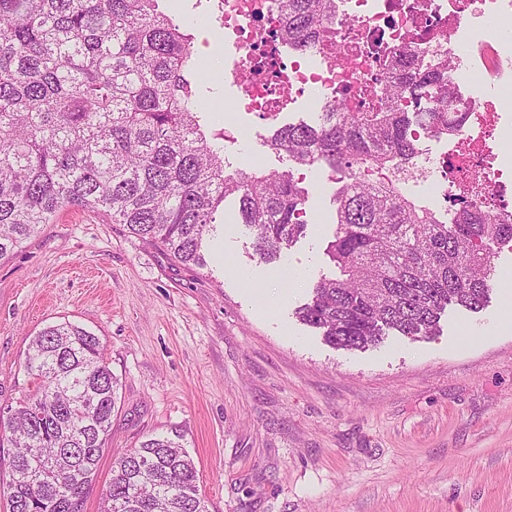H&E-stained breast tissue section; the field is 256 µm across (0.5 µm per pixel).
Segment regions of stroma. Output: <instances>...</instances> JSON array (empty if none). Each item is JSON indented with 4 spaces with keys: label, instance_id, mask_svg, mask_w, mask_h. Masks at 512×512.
I'll return each mask as SVG.
<instances>
[{
    "label": "stroma",
    "instance_id": "obj_1",
    "mask_svg": "<svg viewBox=\"0 0 512 512\" xmlns=\"http://www.w3.org/2000/svg\"><path fill=\"white\" fill-rule=\"evenodd\" d=\"M163 7L212 50L200 98L214 127L241 95L208 0ZM240 164L282 167L270 124L243 116ZM315 219L276 263L260 262L224 207L203 268L169 260L99 212L62 211L0 261V405L32 387L22 362L46 326L99 336L121 387L112 448L178 429L211 512H512V328L505 286L472 312L449 306L434 336L392 332L336 350L300 323L326 267L337 185L309 169Z\"/></svg>",
    "mask_w": 512,
    "mask_h": 512
}]
</instances>
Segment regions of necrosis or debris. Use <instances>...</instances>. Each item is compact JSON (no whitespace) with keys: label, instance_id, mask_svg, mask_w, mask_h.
<instances>
[{"label":"necrosis or debris","instance_id":"necrosis-or-debris-1","mask_svg":"<svg viewBox=\"0 0 512 512\" xmlns=\"http://www.w3.org/2000/svg\"><path fill=\"white\" fill-rule=\"evenodd\" d=\"M216 21L237 53L233 77L242 81L236 111L224 119L227 146L245 135L241 112L277 120L291 93L317 90L325 105L355 110L367 102L383 51L411 48L418 62L448 56L452 111L464 117L459 133L436 137L422 128L411 137L408 166L426 205L450 211L453 196L469 187L474 205L511 212L512 126L505 124L496 89L512 82V40L497 24L512 0H338L339 24L312 51L273 40L283 17L270 0H212Z\"/></svg>","mask_w":512,"mask_h":512}]
</instances>
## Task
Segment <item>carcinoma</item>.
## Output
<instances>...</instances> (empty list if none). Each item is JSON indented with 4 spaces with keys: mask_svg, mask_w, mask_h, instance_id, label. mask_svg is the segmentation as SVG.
<instances>
[{
    "mask_svg": "<svg viewBox=\"0 0 512 512\" xmlns=\"http://www.w3.org/2000/svg\"><path fill=\"white\" fill-rule=\"evenodd\" d=\"M160 2L0 0V260L77 207L109 215L175 263L202 266L232 197L256 256L276 262L308 228L309 190L295 171L325 165L339 184L330 273L299 309L304 324L352 351L387 329L430 336L450 303L485 306L512 216L466 205L450 224L406 196L402 179L364 178L406 167L412 125L456 131L441 94L447 57L422 69L405 51L382 55L378 105L349 112L339 102L314 125L277 126L269 147L286 165L245 169L225 158L224 131L209 127L197 97L195 36ZM274 2L290 47L313 49L337 19V0ZM423 97L425 109L399 105ZM23 364L34 387L0 417L8 512H83L111 451L119 379L99 336L70 321L36 333ZM183 440L172 429L115 457L103 512H209Z\"/></svg>",
    "mask_w": 512,
    "mask_h": 512,
    "instance_id": "obj_1",
    "label": "carcinoma"
}]
</instances>
